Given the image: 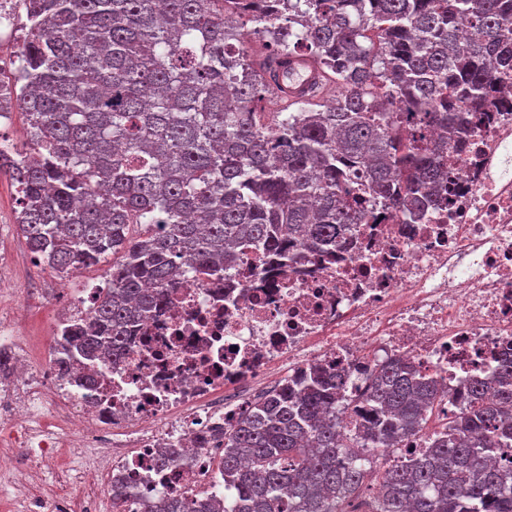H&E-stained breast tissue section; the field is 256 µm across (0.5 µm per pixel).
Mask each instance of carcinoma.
Segmentation results:
<instances>
[{
    "instance_id": "1",
    "label": "carcinoma",
    "mask_w": 512,
    "mask_h": 512,
    "mask_svg": "<svg viewBox=\"0 0 512 512\" xmlns=\"http://www.w3.org/2000/svg\"><path fill=\"white\" fill-rule=\"evenodd\" d=\"M22 71L9 104L25 149L0 165L35 258L73 274L118 255L112 288L67 330L58 363L111 351L196 275L263 249L286 263L336 246L366 211L355 183L414 224L439 205L446 157L431 132L470 121L512 66V0H25ZM260 59L235 47L245 23ZM319 72L315 96L272 82L277 60ZM277 95L278 112L260 103ZM143 231L136 232V227ZM315 368L224 427V499L141 500L138 512H512V360L474 383L448 430L400 464L359 460L415 436L437 380L378 364L356 399ZM355 419L353 428L343 416Z\"/></svg>"
}]
</instances>
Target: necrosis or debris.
I'll list each match as a JSON object with an SVG mask.
<instances>
[{"label": "necrosis or debris", "mask_w": 512, "mask_h": 512, "mask_svg": "<svg viewBox=\"0 0 512 512\" xmlns=\"http://www.w3.org/2000/svg\"><path fill=\"white\" fill-rule=\"evenodd\" d=\"M447 159L444 200L419 223H396L364 194L374 219L348 225L332 253L283 267L257 252L221 286L190 279L121 351L82 357L80 375L52 357L34 365L15 316L0 315V353L14 364L0 383V441L22 442L36 469L78 438L106 451L53 471L57 492L35 512H95L118 479L136 500L211 485L248 390L316 366L337 369L353 399L390 359L434 376L457 405L495 380L512 359V70ZM167 448L178 458L158 468Z\"/></svg>", "instance_id": "necrosis-or-debris-1"}]
</instances>
